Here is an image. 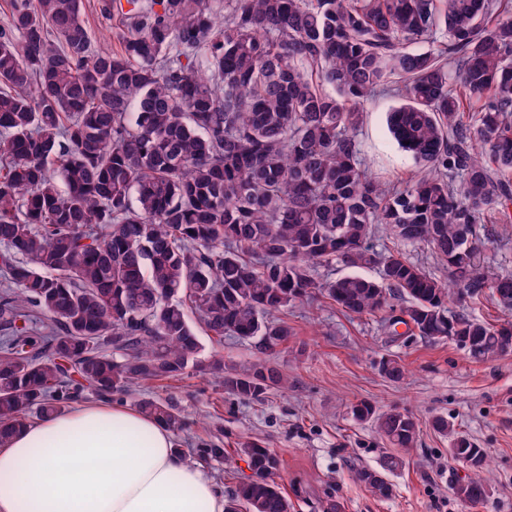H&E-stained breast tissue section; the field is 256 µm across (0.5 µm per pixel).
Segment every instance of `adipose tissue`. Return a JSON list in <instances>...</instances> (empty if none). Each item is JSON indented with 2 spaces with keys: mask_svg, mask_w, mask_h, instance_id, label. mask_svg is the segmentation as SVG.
I'll list each match as a JSON object with an SVG mask.
<instances>
[{
  "mask_svg": "<svg viewBox=\"0 0 512 512\" xmlns=\"http://www.w3.org/2000/svg\"><path fill=\"white\" fill-rule=\"evenodd\" d=\"M222 491L173 450L163 423L87 403L0 444V512H225Z\"/></svg>",
  "mask_w": 512,
  "mask_h": 512,
  "instance_id": "obj_1",
  "label": "adipose tissue"
}]
</instances>
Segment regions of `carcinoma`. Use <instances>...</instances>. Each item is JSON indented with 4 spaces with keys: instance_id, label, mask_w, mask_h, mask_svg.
<instances>
[{
    "instance_id": "cac0c4a2",
    "label": "carcinoma",
    "mask_w": 512,
    "mask_h": 512,
    "mask_svg": "<svg viewBox=\"0 0 512 512\" xmlns=\"http://www.w3.org/2000/svg\"><path fill=\"white\" fill-rule=\"evenodd\" d=\"M127 0L120 47L100 51L82 0H10L0 24V441L91 394L122 404L140 383L201 367L198 315L217 341L272 351L277 318L322 296L355 315L383 312L475 359L512 351V321L451 304L485 290L512 307V276L480 260L482 224L512 223V0ZM445 31L434 49L414 44ZM458 75H452V72ZM389 96L388 127L422 174L375 180L357 130ZM480 105L464 119L467 101ZM424 245L448 282L370 246L379 226ZM350 273L319 280L316 269ZM376 266L379 275L357 270ZM220 385L262 400L287 379L265 363L224 369ZM392 381L405 369L393 358ZM138 409L178 438L171 398ZM393 448L413 418L361 401ZM437 429L469 474L454 493L484 501L482 449L444 418ZM253 474L226 512H288L276 455L240 444ZM205 464L224 449L201 440Z\"/></svg>"
}]
</instances>
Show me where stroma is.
Segmentation results:
<instances>
[{"label":"stroma","instance_id":"obj_1","mask_svg":"<svg viewBox=\"0 0 512 512\" xmlns=\"http://www.w3.org/2000/svg\"><path fill=\"white\" fill-rule=\"evenodd\" d=\"M392 104L389 98L370 101L357 139L363 160L387 183L402 185L418 167L388 132L385 114ZM485 233L482 262L494 274L512 275V223L486 224ZM371 244L378 252L402 253L437 278L448 277L446 263L427 249L381 232ZM284 319L294 336L261 353L250 342H216L197 315H190L204 370L142 388L180 406L188 423L180 436L187 461H194L196 443L213 432L230 452L244 441L258 442L280 460L274 480L289 512H322L330 496L343 512H512V353L477 361L454 342H431L415 332L392 335L378 317L346 314L320 297L296 304ZM217 356L239 368L265 362L288 385L264 400L240 401L219 386L210 368ZM393 357L406 372L398 382L381 372L383 360ZM364 400L412 415L419 428L415 448L394 450L371 423L355 420L351 408ZM438 417L484 449L483 503L465 504L455 496L453 487L466 470L450 457V438L433 429ZM391 455L396 465L384 470ZM367 469L384 471L389 496H376L360 480Z\"/></svg>","mask_w":512,"mask_h":512}]
</instances>
